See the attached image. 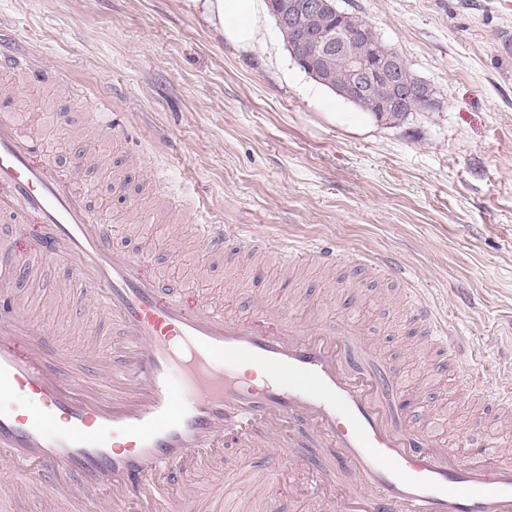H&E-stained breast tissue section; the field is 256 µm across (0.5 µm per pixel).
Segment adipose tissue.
<instances>
[{
  "label": "adipose tissue",
  "instance_id": "ef3b65f1",
  "mask_svg": "<svg viewBox=\"0 0 512 512\" xmlns=\"http://www.w3.org/2000/svg\"><path fill=\"white\" fill-rule=\"evenodd\" d=\"M202 17L224 40L240 49H252L262 40L268 12L265 0H199Z\"/></svg>",
  "mask_w": 512,
  "mask_h": 512
}]
</instances>
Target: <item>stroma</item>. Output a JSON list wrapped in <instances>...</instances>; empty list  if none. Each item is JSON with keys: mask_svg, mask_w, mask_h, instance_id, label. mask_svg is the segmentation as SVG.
<instances>
[{"mask_svg": "<svg viewBox=\"0 0 512 512\" xmlns=\"http://www.w3.org/2000/svg\"><path fill=\"white\" fill-rule=\"evenodd\" d=\"M349 3L433 87L435 110L395 125L372 120L296 64L274 19L263 45L245 52L214 34L194 0H0V47L59 75L0 80L16 84L7 105L27 110L30 128L68 141L58 166L88 146L105 157L87 174L94 203L121 225L118 244L170 285L218 286L233 310L251 295L291 303L309 322L357 287L362 340L374 359L407 371L411 406L446 412L447 441L491 439L512 457V422L488 430L447 374L420 373L424 343L403 322L402 294L418 290L476 372L512 358V56L500 49L512 0ZM87 86L111 99L120 137L93 130ZM199 206L253 236L361 252L410 278L350 264L288 272L272 250L226 266L169 219ZM67 277L50 266L27 288L31 322L72 307ZM224 454L245 467L220 497L199 489V512H231L255 481L249 512H265L272 492L284 512H314L292 464L272 477L264 448Z\"/></svg>", "mask_w": 512, "mask_h": 512, "instance_id": "obj_1", "label": "stroma"}]
</instances>
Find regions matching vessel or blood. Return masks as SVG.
Returning a JSON list of instances; mask_svg holds the SVG:
<instances>
[{
  "label": "vessel or blood",
  "mask_w": 512,
  "mask_h": 512,
  "mask_svg": "<svg viewBox=\"0 0 512 512\" xmlns=\"http://www.w3.org/2000/svg\"><path fill=\"white\" fill-rule=\"evenodd\" d=\"M98 165L88 151L55 166L38 135L0 114V217L42 225L36 251L0 243V453L48 512H192L200 477L223 483L225 446L302 427L336 458L343 512H512V459L487 443L462 454L432 436L404 400L399 369L362 355L350 316L310 324L256 298L244 315L203 295L187 306L143 257L114 244L83 178ZM189 222L205 251L230 265L266 247L202 208ZM274 246L290 268L336 265L329 247ZM45 264L70 268L76 301L118 329L120 347L99 338L71 350L59 336L65 321L24 317L17 288ZM405 304L431 350L421 366L439 373L457 344L416 290ZM75 357L92 367L73 368ZM454 388L512 407L508 381L463 371ZM296 465L309 472L304 495L319 510L329 497L317 459Z\"/></svg>",
  "instance_id": "1"
}]
</instances>
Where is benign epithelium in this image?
<instances>
[{"instance_id": "benign-epithelium-1", "label": "benign epithelium", "mask_w": 512, "mask_h": 512, "mask_svg": "<svg viewBox=\"0 0 512 512\" xmlns=\"http://www.w3.org/2000/svg\"><path fill=\"white\" fill-rule=\"evenodd\" d=\"M333 8L331 0H275L273 14L277 25L292 42L294 58L311 75H316L320 65L332 52L346 49L349 37L344 27L321 35L313 40L303 38L307 17ZM353 82L350 98L367 92V87L377 80L393 83L396 91L394 103H405L413 112H425L430 108V99L418 92H408L395 81L399 61L396 58L373 57V49L366 45L350 57Z\"/></svg>"}]
</instances>
